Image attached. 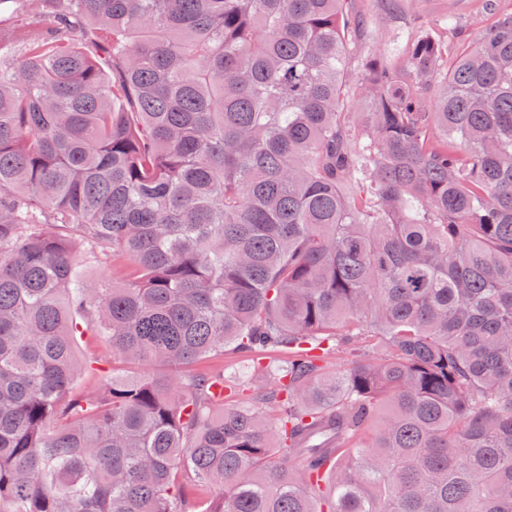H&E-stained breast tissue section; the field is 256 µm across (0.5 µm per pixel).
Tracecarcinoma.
Returning a JSON list of instances; mask_svg holds the SVG:
<instances>
[{
  "label": "carcinoma",
  "instance_id": "1",
  "mask_svg": "<svg viewBox=\"0 0 512 512\" xmlns=\"http://www.w3.org/2000/svg\"><path fill=\"white\" fill-rule=\"evenodd\" d=\"M353 2L0 0V512H512V10ZM362 9L364 10V14L367 17L370 27L372 29L376 28V36L375 39L370 43L369 48L363 49L362 52L366 51H385L391 47H393V40L397 36L394 32L390 31L389 23H379L375 20V17L372 16L366 9V4H368V0H357ZM413 10L424 20L453 11L458 14L460 25L468 40L475 39L487 25L486 16L480 11L479 0H414ZM75 353L81 360H88L92 356H98L101 359L99 366L103 367L104 372H97L91 376L84 374L78 383L80 391H94L101 389L107 381L112 379V353L106 347L96 343L90 337H76Z\"/></svg>",
  "mask_w": 512,
  "mask_h": 512
}]
</instances>
